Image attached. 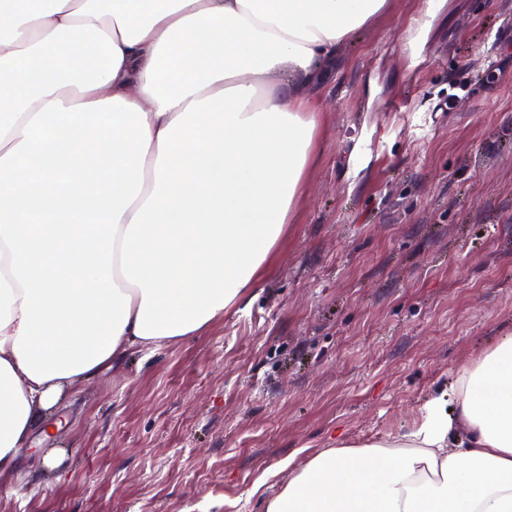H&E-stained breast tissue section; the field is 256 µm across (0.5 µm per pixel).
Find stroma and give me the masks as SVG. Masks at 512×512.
<instances>
[{"instance_id":"stroma-1","label":"stroma","mask_w":512,"mask_h":512,"mask_svg":"<svg viewBox=\"0 0 512 512\" xmlns=\"http://www.w3.org/2000/svg\"><path fill=\"white\" fill-rule=\"evenodd\" d=\"M506 32L512 0H390L336 57L318 157L258 286L68 393L57 467L31 451L0 512H262L280 462L405 430L512 336ZM454 76L471 85L452 102Z\"/></svg>"}]
</instances>
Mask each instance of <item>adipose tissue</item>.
Here are the masks:
<instances>
[{"label":"adipose tissue","mask_w":512,"mask_h":512,"mask_svg":"<svg viewBox=\"0 0 512 512\" xmlns=\"http://www.w3.org/2000/svg\"><path fill=\"white\" fill-rule=\"evenodd\" d=\"M389 0H0V479L76 385L202 333L304 193L342 45ZM264 512H512V336Z\"/></svg>","instance_id":"obj_1"}]
</instances>
